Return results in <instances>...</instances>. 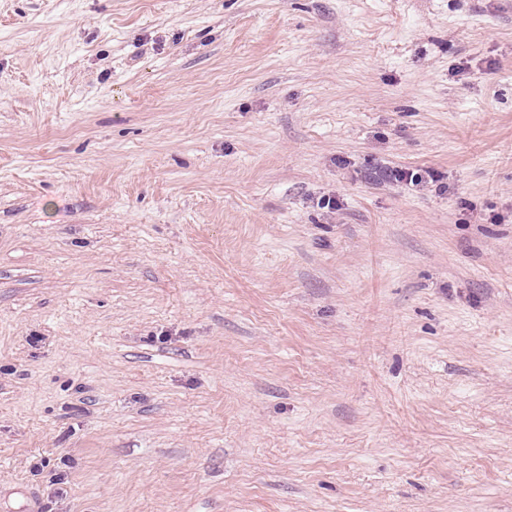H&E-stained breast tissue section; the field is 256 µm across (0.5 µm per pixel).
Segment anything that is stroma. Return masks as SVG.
I'll return each mask as SVG.
<instances>
[{
  "label": "stroma",
  "instance_id": "stroma-1",
  "mask_svg": "<svg viewBox=\"0 0 512 512\" xmlns=\"http://www.w3.org/2000/svg\"><path fill=\"white\" fill-rule=\"evenodd\" d=\"M33 506L512 512V0H0ZM429 180L420 173H414L413 171L399 170V169H388L385 171V177L389 180L403 183L406 186L411 185L413 187H424V184L436 182L437 177L434 171L425 170Z\"/></svg>",
  "mask_w": 512,
  "mask_h": 512
}]
</instances>
